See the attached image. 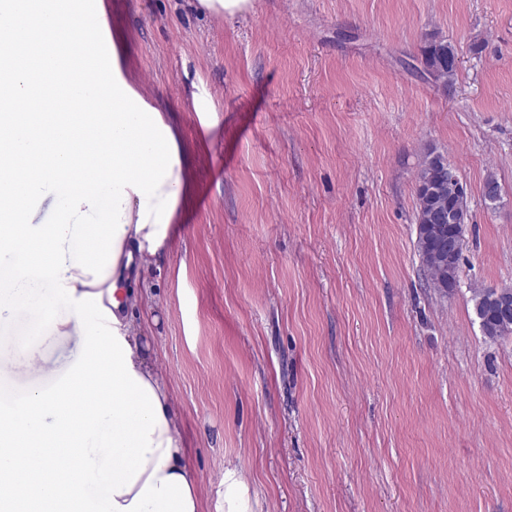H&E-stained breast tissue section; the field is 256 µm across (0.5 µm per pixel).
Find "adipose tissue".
I'll list each match as a JSON object with an SVG mask.
<instances>
[{
  "label": "adipose tissue",
  "mask_w": 512,
  "mask_h": 512,
  "mask_svg": "<svg viewBox=\"0 0 512 512\" xmlns=\"http://www.w3.org/2000/svg\"><path fill=\"white\" fill-rule=\"evenodd\" d=\"M0 60L53 38L55 53L40 70L43 83L59 78L74 26L96 28L104 10L54 0H0ZM11 102L32 97L27 66L8 76ZM68 90L79 99H101L108 109L28 112L0 118V164L14 174L0 184V211L28 212L45 198L53 204L48 224L0 228V332L28 336L49 327L70 328L83 338V374L60 378L53 395L30 390L0 402V512H14L32 494L54 512H198L197 483L184 462L166 384L141 357L140 325L127 318L118 297L124 271L148 263L168 246L169 228L189 191L184 162L161 112L144 103L120 64L87 77L68 71ZM80 127L95 154L70 146ZM143 158L135 167L134 155ZM39 163L43 175L28 182L16 174ZM92 170L94 184L81 181ZM97 392L82 414L70 404L79 388ZM112 448V475L101 478V450Z\"/></svg>",
  "instance_id": "1"
}]
</instances>
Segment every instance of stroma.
<instances>
[{"label":"stroma","instance_id":"35a3bbf8","mask_svg":"<svg viewBox=\"0 0 512 512\" xmlns=\"http://www.w3.org/2000/svg\"><path fill=\"white\" fill-rule=\"evenodd\" d=\"M100 2L190 186L123 287L200 512H512V335L486 338L471 301L512 286V0L81 5ZM434 37L459 57L450 91L420 63ZM431 149L470 210L447 293L415 247ZM82 356L46 332L0 350V379ZM191 5L200 13L212 16H235L248 13L253 0H190Z\"/></svg>","mask_w":512,"mask_h":512}]
</instances>
